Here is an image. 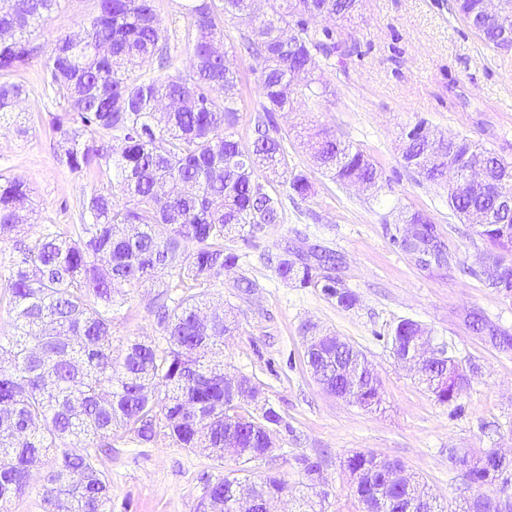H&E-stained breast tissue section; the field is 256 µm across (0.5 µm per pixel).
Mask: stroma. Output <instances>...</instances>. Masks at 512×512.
I'll return each mask as SVG.
<instances>
[{
	"instance_id": "stroma-1",
	"label": "stroma",
	"mask_w": 512,
	"mask_h": 512,
	"mask_svg": "<svg viewBox=\"0 0 512 512\" xmlns=\"http://www.w3.org/2000/svg\"><path fill=\"white\" fill-rule=\"evenodd\" d=\"M96 10V0H63L51 22L31 39L42 48L25 75L19 115L0 121V173L26 182L33 191L35 221L68 224L76 205L90 193L91 179L57 164L48 132L60 106L48 101L42 82L44 54L64 33L79 32ZM361 58L326 67L320 78L327 101L319 108L299 102L277 113L288 149V165L306 175L312 193L293 198L288 186L257 170L256 178L276 190L283 219L230 247L236 268L214 280L209 297L234 316L237 329L224 339V369L254 377L263 396L288 428L270 460L249 464L252 475L284 477L290 494L280 512H359L344 459L369 452L399 460L419 476L446 512L474 494L448 451L495 449L512 457V353L493 348L466 320L472 312L512 333V298L488 288L473 269L486 243L450 210L447 192L405 168L399 149L403 128L418 118L447 137L467 136L512 158V56L485 46L455 14L453 0H364L349 25ZM241 101L233 132L242 149L252 145L250 125L260 96L255 62L237 56ZM29 124L27 134L16 128ZM363 150L383 173L379 192L344 186L317 170L304 142L315 127ZM419 210L434 222L449 253L447 265L422 267L394 246L400 212ZM319 246L340 258L336 271L358 303L346 309L317 288L281 281L270 255L282 248L304 254ZM258 282L254 292L240 277ZM157 288H136L112 321L114 344L129 336L160 342L152 314ZM415 320L447 342L460 361L479 371L456 404H442L399 365L389 337L402 319ZM341 336L361 350L381 382L382 403L363 409L326 393L307 366L300 333L306 321ZM319 462V489L307 486L305 460ZM100 469L111 484L112 512H197L208 483L236 472L232 456L218 461L207 453L158 439L145 447L113 449Z\"/></svg>"
}]
</instances>
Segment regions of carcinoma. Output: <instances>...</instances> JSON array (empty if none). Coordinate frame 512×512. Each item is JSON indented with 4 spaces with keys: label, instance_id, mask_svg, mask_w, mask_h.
I'll return each mask as SVG.
<instances>
[{
    "label": "carcinoma",
    "instance_id": "carcinoma-1",
    "mask_svg": "<svg viewBox=\"0 0 512 512\" xmlns=\"http://www.w3.org/2000/svg\"><path fill=\"white\" fill-rule=\"evenodd\" d=\"M185 0L191 71L175 67L172 36L160 27L153 0H97L84 27L86 50L76 54L69 35L57 37L43 65L44 90L63 102L64 116L50 125L57 162L73 172L95 175L96 185L80 201L78 223L59 227L31 224V190L0 174V241L11 236L16 255L0 268V293L13 315V331L0 336V506L26 493L32 471L53 455L55 468L44 476L46 512H111L109 481L98 467L117 440L149 444L163 436L180 448H206L224 460V435L234 432L243 464L278 451L283 417L255 399L224 391V337L234 323L208 308L204 288L238 264L225 241L253 234L282 219V201L255 179L259 168L289 185L302 198L311 193L303 174L289 171L288 154L273 114L288 112L297 100L316 106L326 88L316 78L324 67L359 55L358 42L341 25L314 28L303 17L314 11L332 21L356 13L354 0ZM60 0H0V120L16 112L25 95L19 76L40 47L33 29L54 18ZM480 0H454V11L495 51L512 44V15L497 23L480 16ZM247 31L241 47L259 67L263 101L252 120V150L244 151L231 133L238 120V73L224 50L225 18ZM303 68V84L293 73ZM314 165L342 184L379 185L382 172L362 150L320 128L311 136ZM426 142L414 134L402 139L405 167L425 180L441 182L448 155L466 166L482 162L491 172H512V161L460 137L438 145L436 167L420 168ZM448 205L463 220L475 211L496 210L497 196L477 184L448 188ZM414 238H437L435 224L414 211L403 220ZM493 249L479 256L478 274L498 293L512 297V211L476 228ZM192 245L187 251L184 245ZM339 258L313 248L305 256L283 254L275 267L284 282L318 288L345 308L356 297L333 275ZM147 283L162 288L154 313L166 343L162 348L137 338L112 348V316L130 289ZM199 292L189 294L187 290ZM473 329L493 346L512 350V335L484 318L470 315ZM422 324L404 319L390 336L393 354H404ZM312 354L317 381L361 407L380 403V381L364 354L314 323L301 326ZM453 355L422 365L418 382L441 404L456 402L470 385V372ZM448 459L465 470L481 492L458 512H493L497 500L512 501L509 478L491 472L485 453L448 449ZM399 461H380L357 452L346 470L357 481L362 512L386 499L388 512H411L423 498L433 512H444L427 485L409 475L397 477ZM251 486L262 512L263 500L288 493V482L274 473L254 478L223 477L207 485L199 505L224 508L228 482ZM498 489H493V486Z\"/></svg>",
    "mask_w": 512,
    "mask_h": 512
}]
</instances>
